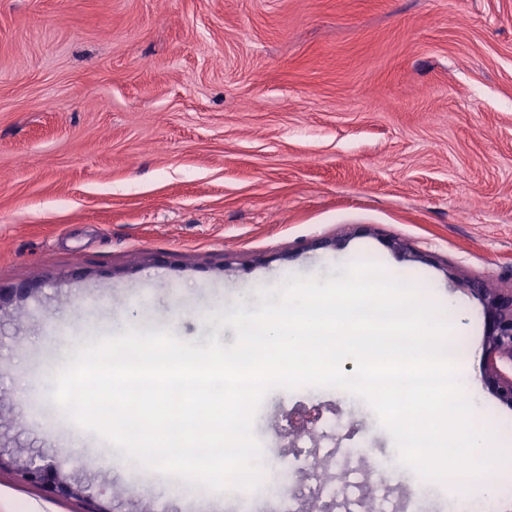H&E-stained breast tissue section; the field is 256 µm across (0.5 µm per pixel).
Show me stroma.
Segmentation results:
<instances>
[{
	"label": "stroma",
	"mask_w": 512,
	"mask_h": 512,
	"mask_svg": "<svg viewBox=\"0 0 512 512\" xmlns=\"http://www.w3.org/2000/svg\"><path fill=\"white\" fill-rule=\"evenodd\" d=\"M356 261L450 298L481 379L466 283L512 286V0H0V285L27 291L0 307V455L42 453L112 512H185L159 471L100 464L47 394L61 352L228 347L225 308ZM316 403L395 453L336 388H273L255 437ZM90 510L0 469V512Z\"/></svg>",
	"instance_id": "obj_1"
}]
</instances>
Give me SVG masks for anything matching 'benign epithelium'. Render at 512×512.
Wrapping results in <instances>:
<instances>
[{"mask_svg": "<svg viewBox=\"0 0 512 512\" xmlns=\"http://www.w3.org/2000/svg\"><path fill=\"white\" fill-rule=\"evenodd\" d=\"M469 289L479 298L485 321L482 342L484 355L483 380L487 388L503 403L512 405V287L489 288L473 281ZM319 412L304 411L290 415L289 431L308 430L319 418ZM23 480L50 487L65 497H80L87 489L73 484L44 458L11 459Z\"/></svg>", "mask_w": 512, "mask_h": 512, "instance_id": "benign-epithelium-1", "label": "benign epithelium"}]
</instances>
